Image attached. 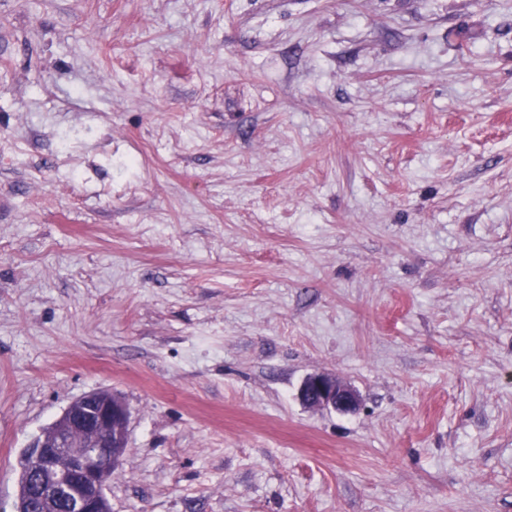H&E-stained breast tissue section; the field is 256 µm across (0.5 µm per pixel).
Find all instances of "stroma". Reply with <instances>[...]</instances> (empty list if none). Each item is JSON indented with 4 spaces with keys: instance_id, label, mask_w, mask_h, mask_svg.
Listing matches in <instances>:
<instances>
[{
    "instance_id": "obj_1",
    "label": "stroma",
    "mask_w": 512,
    "mask_h": 512,
    "mask_svg": "<svg viewBox=\"0 0 512 512\" xmlns=\"http://www.w3.org/2000/svg\"><path fill=\"white\" fill-rule=\"evenodd\" d=\"M98 388L112 512H512V0H0V512ZM297 398L309 408L330 409L342 414L355 412L360 406L356 391L341 384L335 375L324 372L307 375Z\"/></svg>"
}]
</instances>
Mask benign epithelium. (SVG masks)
<instances>
[{
    "label": "benign epithelium",
    "instance_id": "7a95c632",
    "mask_svg": "<svg viewBox=\"0 0 512 512\" xmlns=\"http://www.w3.org/2000/svg\"><path fill=\"white\" fill-rule=\"evenodd\" d=\"M309 408L330 409L342 414L356 411L360 399L336 376L319 372L307 375L297 392ZM130 411L108 389L87 392L73 400L63 413L31 444L37 473L64 479H45L41 500L49 506L63 499L67 512H107L105 487L109 473L119 464L115 448L127 447Z\"/></svg>",
    "mask_w": 512,
    "mask_h": 512
}]
</instances>
